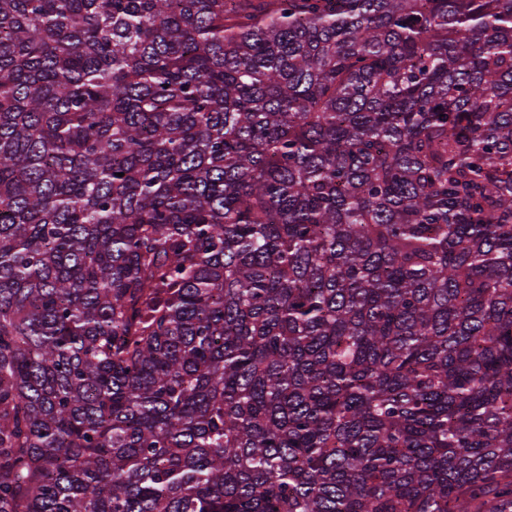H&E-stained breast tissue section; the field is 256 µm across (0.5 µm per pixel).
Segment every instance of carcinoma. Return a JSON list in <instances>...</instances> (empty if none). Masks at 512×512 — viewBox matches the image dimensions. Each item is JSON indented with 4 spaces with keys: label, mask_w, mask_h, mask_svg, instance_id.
<instances>
[{
    "label": "carcinoma",
    "mask_w": 512,
    "mask_h": 512,
    "mask_svg": "<svg viewBox=\"0 0 512 512\" xmlns=\"http://www.w3.org/2000/svg\"><path fill=\"white\" fill-rule=\"evenodd\" d=\"M0 512H512V0H0Z\"/></svg>",
    "instance_id": "carcinoma-1"
}]
</instances>
